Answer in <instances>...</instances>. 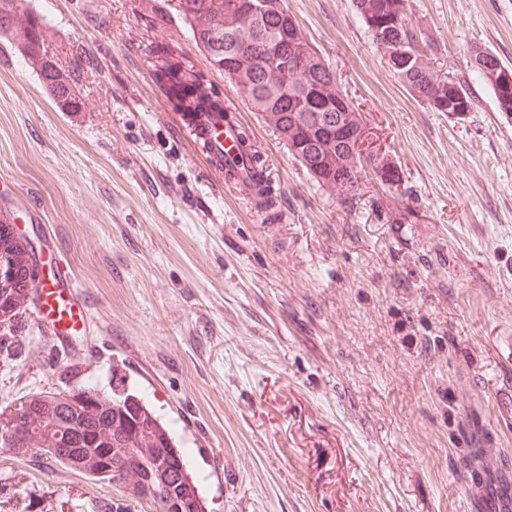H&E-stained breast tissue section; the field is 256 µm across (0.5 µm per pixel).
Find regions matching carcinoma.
Here are the masks:
<instances>
[{
    "label": "carcinoma",
    "mask_w": 512,
    "mask_h": 512,
    "mask_svg": "<svg viewBox=\"0 0 512 512\" xmlns=\"http://www.w3.org/2000/svg\"><path fill=\"white\" fill-rule=\"evenodd\" d=\"M247 0H175L170 5L184 22L191 40L211 64L235 84L251 109L264 119L288 146L289 152L320 187L336 195L347 210L374 198L361 187L367 170L384 169L380 154L355 146L350 127L361 115L338 83L336 72L318 69L305 56L288 87L279 75L255 63L253 55L268 43L281 46L294 59L300 50L292 38L286 8L269 7L233 22L236 2ZM372 42H405L412 57L389 64L393 75L411 96L435 112H446L448 78L440 75L434 42L413 23L408 0H353ZM0 36L18 41L47 92L68 110L81 107L68 75L46 54L47 31L43 18L28 11L26 0H0ZM186 59L171 57L163 71L175 83L191 82L182 89L177 110L196 119H211L223 112L220 100L191 74ZM339 99L345 107L324 112L311 105L298 110V101L310 95ZM0 356L17 358L23 352L22 325L25 300L33 288L31 247L16 227L0 221ZM0 450L24 456L38 451L50 464L85 471L94 480L122 489L128 498L157 506V512H205L198 480L188 469L184 451L173 432L164 426L143 398L125 379L112 387V396L91 386L67 393L36 392L0 408ZM475 480L485 491L492 512H512V476L489 471L471 452Z\"/></svg>",
    "instance_id": "obj_1"
}]
</instances>
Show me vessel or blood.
I'll return each instance as SVG.
<instances>
[{"label": "vessel or blood", "instance_id": "vessel-or-blood-1", "mask_svg": "<svg viewBox=\"0 0 512 512\" xmlns=\"http://www.w3.org/2000/svg\"><path fill=\"white\" fill-rule=\"evenodd\" d=\"M183 122L196 138L208 141L211 156L221 159L225 170L230 171V183L246 187L262 179V172L251 159L250 146L237 142L242 120L236 107L225 106L220 121L222 130L218 133L202 131L188 116ZM35 319L43 330L57 336L63 344L76 343L80 336L88 311L66 263L60 261L51 266L48 281L39 292Z\"/></svg>", "mask_w": 512, "mask_h": 512}]
</instances>
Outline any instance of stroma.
<instances>
[{
    "instance_id": "stroma-1",
    "label": "stroma",
    "mask_w": 512,
    "mask_h": 512,
    "mask_svg": "<svg viewBox=\"0 0 512 512\" xmlns=\"http://www.w3.org/2000/svg\"><path fill=\"white\" fill-rule=\"evenodd\" d=\"M401 176L344 209L161 0H28L85 107L0 37V211L89 311L79 349L35 323L0 408L126 376L172 429L207 512H480L468 451L512 471V115L469 64H512V0H409L474 99L456 118L390 72L352 0H284ZM186 54L244 115L280 192L256 206L180 123L156 63ZM156 512L0 451V512Z\"/></svg>"
}]
</instances>
